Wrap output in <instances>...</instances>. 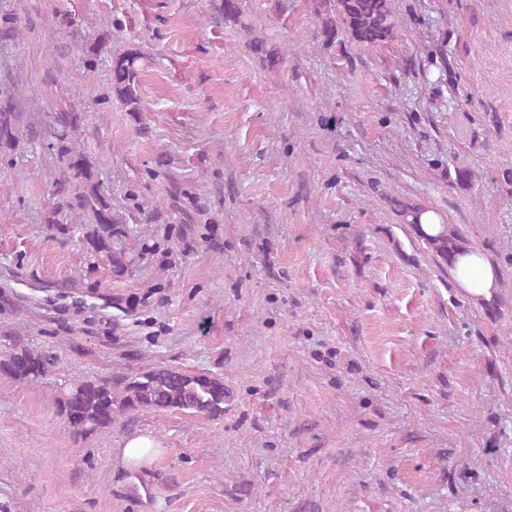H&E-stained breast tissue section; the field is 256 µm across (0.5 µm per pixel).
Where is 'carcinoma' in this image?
I'll use <instances>...</instances> for the list:
<instances>
[{
	"label": "carcinoma",
	"instance_id": "carcinoma-1",
	"mask_svg": "<svg viewBox=\"0 0 512 512\" xmlns=\"http://www.w3.org/2000/svg\"><path fill=\"white\" fill-rule=\"evenodd\" d=\"M320 25L324 43L336 39L341 30L354 43L385 46L398 37L392 0H307ZM255 54L270 68L283 63L282 53L259 40L250 43ZM149 57L137 48L118 49L108 60L110 94L128 112L143 111L141 77ZM23 113L12 94L0 93V149H11L18 139ZM81 127V112L73 105L56 113L55 130L48 143L63 170L52 192V223L58 224L72 210L86 217L84 237L93 255H104L113 271L122 272L126 255L137 249L138 238L126 217L112 202V194L99 181L88 156L74 149ZM403 223L418 240L448 267L458 257L473 253L471 247L448 232V225L436 222L429 210L406 201L397 203ZM54 357L28 344H16L0 353V379L33 382L55 368ZM228 392L224 378L212 374H191L168 366L149 365L134 374L83 380L70 386L62 399L64 414L79 435H92L120 423L131 425L133 416L145 411L171 410L206 417L224 415Z\"/></svg>",
	"mask_w": 512,
	"mask_h": 512
}]
</instances>
